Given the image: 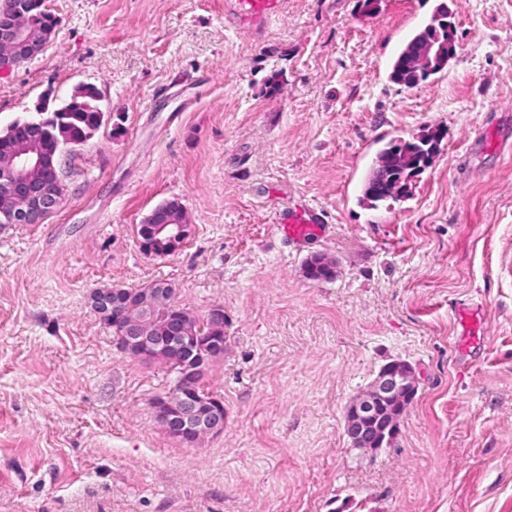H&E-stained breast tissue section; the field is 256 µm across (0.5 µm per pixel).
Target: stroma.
Instances as JSON below:
<instances>
[{
  "label": "stroma",
  "mask_w": 512,
  "mask_h": 512,
  "mask_svg": "<svg viewBox=\"0 0 512 512\" xmlns=\"http://www.w3.org/2000/svg\"><path fill=\"white\" fill-rule=\"evenodd\" d=\"M442 3L456 57L393 83ZM47 6L50 43L0 74V128L81 85L110 117L65 153L59 209L0 227V512H512V0H285L257 40L224 0ZM427 128L410 195L362 204L378 149ZM173 197L191 235L147 256L137 226ZM301 205L324 235L277 232ZM314 254L332 281L305 277ZM158 280L224 308V430L192 446L153 416L168 368L88 304ZM393 360L418 393L365 454L346 408ZM445 27H447V23L445 25L439 23L436 15L432 16L430 21L405 43L392 63L390 72L392 82L405 87H414L441 72L448 65L451 55L456 53L457 44L452 34L451 22L448 21V32L443 29ZM427 38L440 39L438 42L442 44H447L448 41V50L445 48L442 55L431 60V71H420L411 65L408 56L412 53L415 45Z\"/></svg>",
  "instance_id": "1"
}]
</instances>
